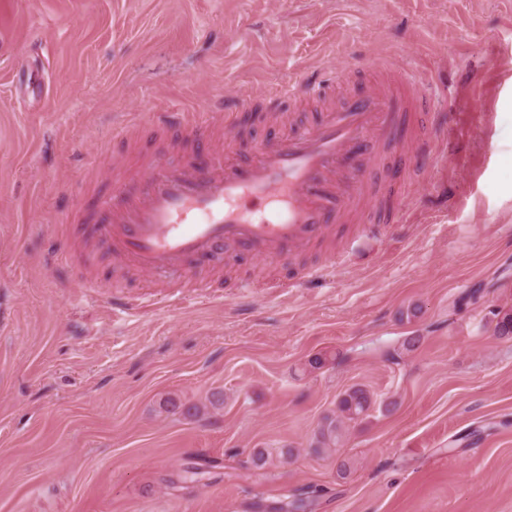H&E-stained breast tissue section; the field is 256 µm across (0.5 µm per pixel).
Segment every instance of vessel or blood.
I'll use <instances>...</instances> for the list:
<instances>
[{
    "label": "vessel or blood",
    "mask_w": 512,
    "mask_h": 512,
    "mask_svg": "<svg viewBox=\"0 0 512 512\" xmlns=\"http://www.w3.org/2000/svg\"><path fill=\"white\" fill-rule=\"evenodd\" d=\"M356 80L311 79L242 100L227 96L202 111L165 108L116 131L129 147L103 174L107 195L69 217L84 242L150 275L174 270L186 283L223 279L217 256L228 247L269 266L287 262V285L324 276L336 242L392 224L395 207L418 185L431 142L413 138L425 99L417 83L387 61ZM273 127L254 153L233 145L241 116ZM155 132L164 152L142 149ZM323 251L319 262L301 256Z\"/></svg>",
    "instance_id": "vessel-or-blood-1"
}]
</instances>
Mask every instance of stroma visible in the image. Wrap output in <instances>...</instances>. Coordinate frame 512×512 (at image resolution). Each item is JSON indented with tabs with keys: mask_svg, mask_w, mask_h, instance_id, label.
<instances>
[{
	"mask_svg": "<svg viewBox=\"0 0 512 512\" xmlns=\"http://www.w3.org/2000/svg\"><path fill=\"white\" fill-rule=\"evenodd\" d=\"M386 59L427 84L440 152L394 226L286 291L271 279L287 268L237 254L212 301L109 302L110 282L136 296L142 277L75 239L67 213L88 165L125 151L115 127ZM503 304L512 0H0V512H246L306 487L313 512H512ZM357 385L369 417L315 452ZM169 397L205 413L167 412ZM205 458L219 468L169 486Z\"/></svg>",
	"mask_w": 512,
	"mask_h": 512,
	"instance_id": "stroma-1",
	"label": "stroma"
}]
</instances>
